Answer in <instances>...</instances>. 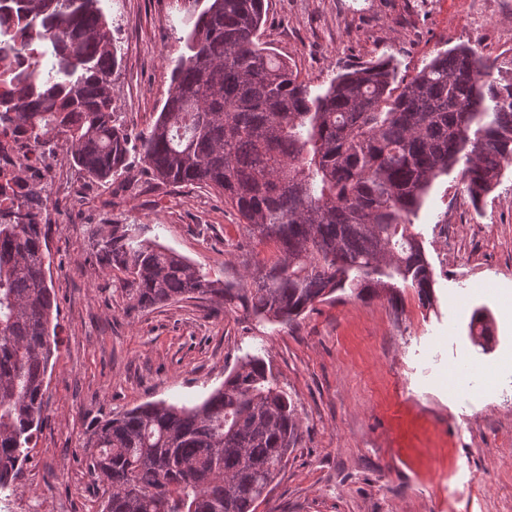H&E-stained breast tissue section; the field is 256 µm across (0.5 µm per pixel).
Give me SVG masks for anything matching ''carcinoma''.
I'll return each instance as SVG.
<instances>
[{"label":"carcinoma","instance_id":"1","mask_svg":"<svg viewBox=\"0 0 512 512\" xmlns=\"http://www.w3.org/2000/svg\"><path fill=\"white\" fill-rule=\"evenodd\" d=\"M100 0H10L13 40L30 67L0 65V134L29 131L88 177L127 167L129 134L113 119L117 50ZM264 0H208L186 35L143 161L174 186L224 196L249 235L273 246L242 282L212 280L129 224L92 234L99 264L127 275L143 309L211 296L230 312L290 324L347 288L373 295L434 283L410 216L458 167L478 207L512 163V60L467 45L412 76L387 59L355 65L322 94L261 46ZM0 208V490L39 428L54 294L43 188L5 187ZM470 336L489 342L483 311ZM296 406L260 354L248 353L201 403L149 402L94 428L92 469L112 492L106 512H256L300 438Z\"/></svg>","mask_w":512,"mask_h":512}]
</instances>
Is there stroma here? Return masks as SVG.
Instances as JSON below:
<instances>
[{"label": "stroma", "instance_id": "obj_1", "mask_svg": "<svg viewBox=\"0 0 512 512\" xmlns=\"http://www.w3.org/2000/svg\"><path fill=\"white\" fill-rule=\"evenodd\" d=\"M204 6L100 0L117 49L112 108L130 134L128 169L95 182L57 154L43 217L58 350L44 423L0 493V512L41 500L103 512L109 491L90 470L91 428L149 401L200 403L249 352L270 363L301 419L256 512H512V381L480 379L512 358V166L478 208L451 170L412 215L434 279L426 305L409 289L395 302L348 290L288 326L201 299L143 310L121 272L95 264L91 233L107 224L133 225L225 281L273 252L223 196L163 184L142 160L139 135L167 97L188 19ZM265 9L261 42L316 94L342 68L383 56L408 76L461 43L512 59V0H265ZM483 307L493 332L484 348L469 335ZM454 365L476 375L470 391L452 383Z\"/></svg>", "mask_w": 512, "mask_h": 512}]
</instances>
